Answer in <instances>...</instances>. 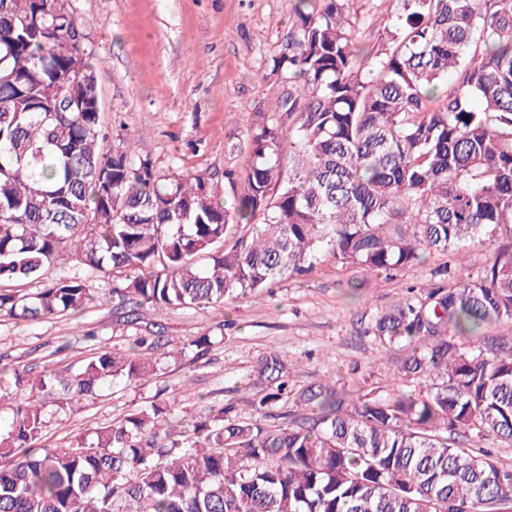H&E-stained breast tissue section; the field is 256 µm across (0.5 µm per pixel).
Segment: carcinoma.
Segmentation results:
<instances>
[{"instance_id":"obj_1","label":"carcinoma","mask_w":512,"mask_h":512,"mask_svg":"<svg viewBox=\"0 0 512 512\" xmlns=\"http://www.w3.org/2000/svg\"><path fill=\"white\" fill-rule=\"evenodd\" d=\"M398 2L368 44L354 0H294L226 202L176 160L157 171L139 134L108 144L68 0H0V281L41 284L0 292L1 317L81 312L112 274L136 330L144 308L258 295L326 253L394 277L498 241L477 277L411 286L369 319L378 347L411 348L401 379L439 382L379 398L322 379L283 427L263 423L288 395L275 355L254 420L154 402L65 448L46 444L41 394L66 413L137 383L161 368L159 337L131 354L100 341L75 369H1L0 512H512V466L481 446L512 443V0ZM488 323L502 332L461 341Z\"/></svg>"}]
</instances>
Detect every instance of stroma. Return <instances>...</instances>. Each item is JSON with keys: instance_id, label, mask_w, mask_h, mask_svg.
<instances>
[{"instance_id": "obj_1", "label": "stroma", "mask_w": 512, "mask_h": 512, "mask_svg": "<svg viewBox=\"0 0 512 512\" xmlns=\"http://www.w3.org/2000/svg\"><path fill=\"white\" fill-rule=\"evenodd\" d=\"M82 22L97 65L103 115L112 142L127 130L144 132L143 152L167 171L179 160L184 171L208 175L216 188L224 172L242 171L232 144L276 84L262 80L265 58L275 54L288 30L292 0H69ZM447 256L430 254L397 278L368 274L333 260L308 275L282 281L260 295L215 308L143 312L141 321L159 336L165 359L156 375L139 383L105 387L77 411L53 415L49 443L72 437L154 402L197 413L230 407L243 419L266 386L255 369L277 353L289 393L322 378L350 392L384 395L403 385L398 367L407 353L396 346L380 353L365 335L369 317L406 296L410 285L433 280ZM127 351L131 328L115 302L40 323L0 317V366L33 372L45 356L58 365H79L90 356L89 334ZM210 334L219 342L206 354L184 350L188 340Z\"/></svg>"}]
</instances>
